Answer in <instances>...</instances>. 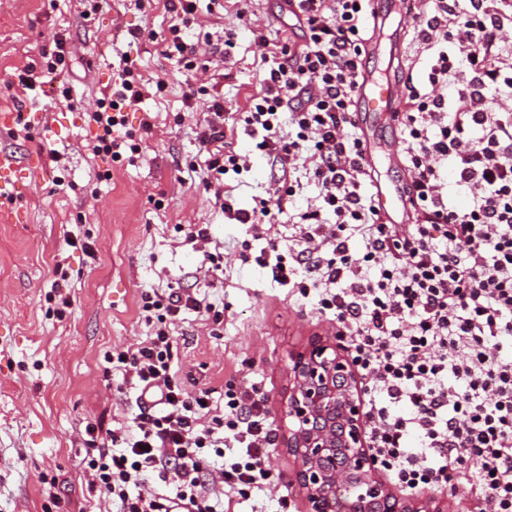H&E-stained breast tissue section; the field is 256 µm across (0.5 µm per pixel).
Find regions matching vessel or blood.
Masks as SVG:
<instances>
[{
	"label": "vessel or blood",
	"mask_w": 512,
	"mask_h": 512,
	"mask_svg": "<svg viewBox=\"0 0 512 512\" xmlns=\"http://www.w3.org/2000/svg\"><path fill=\"white\" fill-rule=\"evenodd\" d=\"M374 34L367 46L368 56H378L381 51H389L391 57L403 55L400 39L386 40L385 22L388 18L402 16L403 0H371ZM355 120L363 130L367 160L377 158L395 163L399 160L397 139L381 141L376 139L374 130L389 125L395 112L401 109L398 83L387 73L363 69L355 95ZM46 173L36 168H25L15 156L0 151V222L9 224L15 220L13 203L24 179H42ZM377 198L388 222L404 224L408 221L409 207L398 187L377 184Z\"/></svg>",
	"instance_id": "obj_1"
}]
</instances>
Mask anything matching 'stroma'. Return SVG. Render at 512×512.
Listing matches in <instances>:
<instances>
[{
    "label": "stroma",
    "mask_w": 512,
    "mask_h": 512,
    "mask_svg": "<svg viewBox=\"0 0 512 512\" xmlns=\"http://www.w3.org/2000/svg\"><path fill=\"white\" fill-rule=\"evenodd\" d=\"M98 2L97 13L85 19L81 0H0V113L41 118L25 135L16 124L1 130L0 147L50 171L48 180L24 182L19 221L0 223V512H58L42 494L50 483L68 512H99L98 496L82 473L80 431L87 421L120 427L137 411L135 391L106 373L104 354L143 340L142 292L167 283L192 292L206 288L198 271L202 254L185 241L188 225L206 228L208 249L223 264V276L209 291L224 303V324L214 331L192 316L179 324L183 376L215 386L257 383L278 427L290 353L305 351L317 339L333 341L336 334L317 319L316 296L289 292L256 263L265 240L254 239L245 225L225 223L200 181L177 182L189 162L204 160L196 138L203 110L184 103L189 72L165 58L151 39L130 36L136 28L167 32L173 19L164 0L141 11L134 0ZM242 11L243 22L237 18ZM222 29L237 44L225 65L231 77L224 95L231 111L241 112L259 89L263 55L291 29L278 0H200L185 35L202 41ZM58 36L75 48L67 68L13 98L8 81L40 62L42 50L52 49ZM127 57L166 90L127 116L132 127L144 112L156 118L134 162L110 163L89 150L96 130L86 125L82 109ZM71 99L81 109L70 110ZM226 139L250 160L232 193L234 205L247 208L280 173L242 126ZM54 151L60 162L52 161ZM89 184L96 185V195L84 194ZM70 234L89 242L91 254L67 247ZM243 251L249 261H241ZM62 254L69 264L70 305L61 313L48 293Z\"/></svg>",
    "instance_id": "obj_1"
}]
</instances>
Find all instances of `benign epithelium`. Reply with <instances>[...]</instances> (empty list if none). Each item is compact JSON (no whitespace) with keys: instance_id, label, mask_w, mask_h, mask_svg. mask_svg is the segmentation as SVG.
I'll return each instance as SVG.
<instances>
[{"instance_id":"1","label":"benign epithelium","mask_w":512,"mask_h":512,"mask_svg":"<svg viewBox=\"0 0 512 512\" xmlns=\"http://www.w3.org/2000/svg\"><path fill=\"white\" fill-rule=\"evenodd\" d=\"M290 361L283 444L298 463L308 512H329L340 492L352 499V512H445L439 498L398 494L381 479L369 450L363 393L337 345L317 343Z\"/></svg>"}]
</instances>
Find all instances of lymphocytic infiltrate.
I'll use <instances>...</instances> for the list:
<instances>
[{
    "mask_svg": "<svg viewBox=\"0 0 512 512\" xmlns=\"http://www.w3.org/2000/svg\"><path fill=\"white\" fill-rule=\"evenodd\" d=\"M293 40L264 57L259 90L247 109L226 112L224 73L189 88L203 101L197 134L203 164L191 172L214 191L230 224L277 223L292 178L304 172L319 188L298 213L287 245L268 240L255 261L273 280L316 294L335 321L357 371L366 376L368 442L380 468L406 492L466 489L470 512H512V61L503 36L512 0H407L417 48L427 64L421 83L406 81L398 126L403 190L412 221L385 223L354 120L356 85L369 39V0H280ZM174 18L160 45L184 69H205L184 38L196 0H166ZM125 62L88 120L93 152L121 161L151 132L124 111L163 91ZM256 135L257 150L282 173L269 196L234 207L226 178L247 169L225 140V126ZM466 193L458 207L449 186ZM363 249L353 254L351 237ZM207 324L224 308L207 295L166 286L141 295L146 338L107 352L110 371L137 393L131 425L99 433L86 424L90 490L114 512H231L234 497L267 491L275 479L276 442L255 385L189 388L176 367V322L186 312ZM153 481L135 494V478Z\"/></svg>",
    "mask_w": 512,
    "mask_h": 512,
    "instance_id": "1",
    "label": "lymphocytic infiltrate"
}]
</instances>
